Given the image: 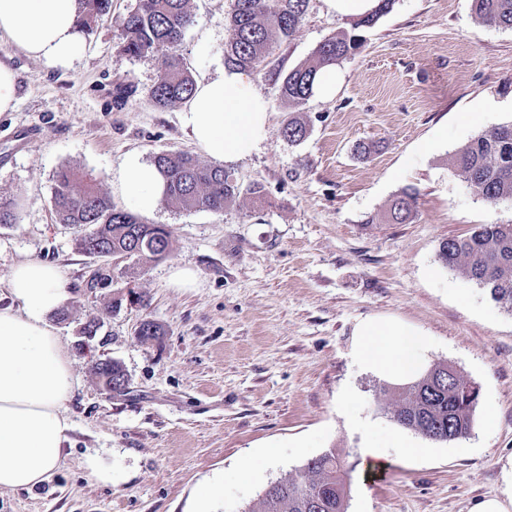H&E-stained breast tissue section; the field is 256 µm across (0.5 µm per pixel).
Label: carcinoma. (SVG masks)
<instances>
[{"mask_svg": "<svg viewBox=\"0 0 512 512\" xmlns=\"http://www.w3.org/2000/svg\"><path fill=\"white\" fill-rule=\"evenodd\" d=\"M395 0H378L372 13L351 23V29L322 41L312 59L286 74L279 87L282 98L300 107L313 93L318 74L353 55L363 44L359 31L372 27L389 13ZM79 22L87 26L108 14L112 0H83ZM308 0H233L227 20L228 65L257 70L272 39H288L303 21ZM472 11L482 22L512 29V0H471ZM192 23L190 0H136L122 20L123 50L130 56L158 54L163 73L150 89L155 107L166 109L191 99L195 84L176 54ZM283 136L292 143L307 135L305 122L288 119ZM153 165L167 185L166 200L186 211L221 212L236 203L240 194L263 203L265 189L253 184L241 190L224 167L200 163L188 154L159 153ZM453 172L473 187L490 205L512 201V123L495 127L461 146L451 159ZM418 192L407 186L393 200L387 218L406 224L415 216ZM53 206L62 224L81 233L76 245L83 254L103 259L133 258L141 263L169 254L171 236L162 224H145L134 214L116 207L112 198L94 180L71 166L54 174ZM442 263L462 277L486 289L497 304L512 312V224H480L467 237L449 238L440 244ZM102 389L123 393L126 372L116 361L92 366ZM466 378L453 366L436 362L413 381L402 385L385 383L380 392L393 397L392 418L401 427L434 441L452 442L472 430L478 403H467L459 387ZM350 470L336 451L312 457L294 474L275 480L277 491L263 492L257 505L245 512H346Z\"/></svg>", "mask_w": 512, "mask_h": 512, "instance_id": "carcinoma-1", "label": "carcinoma"}]
</instances>
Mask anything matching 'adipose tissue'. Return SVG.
<instances>
[{
  "mask_svg": "<svg viewBox=\"0 0 512 512\" xmlns=\"http://www.w3.org/2000/svg\"><path fill=\"white\" fill-rule=\"evenodd\" d=\"M79 0H0V34L30 58L70 67L80 56ZM181 124L211 158L232 165L258 151L269 135L270 114L251 77L227 68L199 82ZM127 205L154 212L165 182L154 165L129 157L119 171ZM10 302L0 307V490L31 488L58 467L71 428L63 403L74 390L72 359L50 318L67 300L58 267L38 259L15 263L8 275ZM356 359L392 383L423 370L422 335L392 320L369 317L356 328Z\"/></svg>",
  "mask_w": 512,
  "mask_h": 512,
  "instance_id": "obj_1",
  "label": "adipose tissue"
}]
</instances>
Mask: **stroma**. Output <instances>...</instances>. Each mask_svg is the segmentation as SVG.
<instances>
[{"label":"stroma","mask_w":512,"mask_h":512,"mask_svg":"<svg viewBox=\"0 0 512 512\" xmlns=\"http://www.w3.org/2000/svg\"><path fill=\"white\" fill-rule=\"evenodd\" d=\"M231 3L191 0L178 54L194 81L224 70ZM135 4L112 0L67 69L0 35V63L17 74L16 106L0 112V198L21 202L16 223L0 225V303L16 262L57 265L68 318L53 325L75 378L61 467L32 489L1 490L0 512H196L205 498L212 512H246L272 481L331 448L351 469L347 512H470L501 495L512 461V312L446 267L439 246L480 224H512V202L490 206L450 164L460 146L512 122V29L481 23L470 0H395L339 64L335 95L301 106L308 136L291 143L283 77L350 27L309 0L300 27L272 40L251 74L270 112L268 139L229 167L241 186H264L265 205L245 195L221 212L160 204L142 220L167 226L170 253L110 263L111 282L92 292L98 262L56 217L55 171L90 174L121 207L114 176L129 156L210 161L183 129L182 105L159 109L148 96L160 59L123 50L121 20ZM119 82L137 88L120 107ZM30 127L35 136L18 141ZM362 143L376 152L358 154ZM409 185L419 191L413 221H380ZM177 266L195 272L196 287L171 285ZM133 291L145 304L131 302ZM93 315L103 326L89 338L81 327ZM370 316L418 330L425 363L451 364L479 385L466 438L434 441L393 422L375 396L381 377L353 354L355 328ZM147 319L159 338H140ZM94 358L122 363L127 392L101 391ZM372 441L386 450L374 472L363 463ZM407 442L422 455H407ZM89 456L111 466V483L86 470Z\"/></svg>","instance_id":"1"}]
</instances>
